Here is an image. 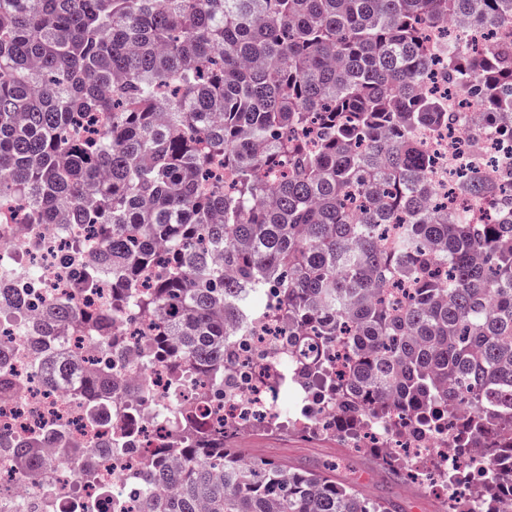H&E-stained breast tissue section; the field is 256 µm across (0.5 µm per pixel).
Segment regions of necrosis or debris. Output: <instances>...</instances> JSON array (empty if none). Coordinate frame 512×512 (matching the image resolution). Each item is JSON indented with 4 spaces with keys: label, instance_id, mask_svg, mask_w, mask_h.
I'll list each match as a JSON object with an SVG mask.
<instances>
[{
    "label": "necrosis or debris",
    "instance_id": "4bbe7bcc",
    "mask_svg": "<svg viewBox=\"0 0 512 512\" xmlns=\"http://www.w3.org/2000/svg\"><path fill=\"white\" fill-rule=\"evenodd\" d=\"M476 96H450L448 108L454 112L441 134L419 132L418 137L433 156L430 174L437 205L455 208L459 198L450 193L456 176L478 174L496 177L512 162V119L496 118L474 123ZM87 226L81 224H25L20 205L0 204V279L9 280L25 298V312H0V355L12 372L30 379L28 393L21 398L0 395V512H83L94 503L98 512H112L113 499H121L125 512H137L141 497L140 461L143 455L168 445L181 420L195 422L203 431L218 425L248 428L279 424L283 414L282 397L292 394L290 417L299 423L313 418L322 426L335 425L333 396L304 388L288 364L283 341L288 332L284 316L270 313L276 301L275 288H267L266 311L237 324L231 338V367L235 387L225 390L219 406L199 404L190 413L180 411L199 385L197 375L174 388L167 367L153 351L150 325L127 318L114 320V329L127 339L134 355L115 385L137 379L145 391L132 398L123 393L112 396V414L96 426L89 425L82 403L72 386L58 385L44 377H33L38 356L30 340L32 314L42 307L66 301L78 310L105 309L112 294L111 281L87 294L78 287L77 267L65 263L88 240ZM64 424L67 447L82 448L88 462L96 465L98 479L86 484L59 453L56 441L42 433L54 423ZM130 432L131 444L101 457L98 449L119 432ZM38 441L34 450L35 467L26 470L10 455L14 441ZM457 432L441 435L398 430L388 422H378L347 445L361 449L378 446L388 455L403 458L424 490L439 501L442 512H452L459 503H468L476 512L482 503L479 482L461 479L465 469L457 453Z\"/></svg>",
    "mask_w": 512,
    "mask_h": 512
}]
</instances>
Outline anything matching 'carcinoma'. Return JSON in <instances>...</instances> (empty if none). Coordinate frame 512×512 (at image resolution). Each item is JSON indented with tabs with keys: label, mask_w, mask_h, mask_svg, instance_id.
<instances>
[{
	"label": "carcinoma",
	"mask_w": 512,
	"mask_h": 512,
	"mask_svg": "<svg viewBox=\"0 0 512 512\" xmlns=\"http://www.w3.org/2000/svg\"><path fill=\"white\" fill-rule=\"evenodd\" d=\"M467 18L512 25V0H0V199L29 224H93L96 287L112 267V307L44 311L52 347L73 326L99 343L78 385L86 420L111 409L130 348L112 318H146L174 378L206 375L212 404L232 381L224 323L278 289L288 348L342 340V369L295 362L332 389L338 428L408 420L427 434L468 421L465 455L485 512L512 497V166L458 194L496 203L430 214L433 159L416 130L448 126V102L419 92L432 67L421 26ZM451 88L512 116V39L448 54ZM222 167L231 185L211 177ZM397 225L388 244L380 229ZM412 285L391 301L399 280ZM24 299L0 282V309ZM45 376L77 378L69 363ZM26 381L0 361V392ZM235 430L188 423L141 462L145 512H400L336 477L250 456ZM383 469L414 487L406 466Z\"/></svg>",
	"instance_id": "cac0c4a2"
}]
</instances>
